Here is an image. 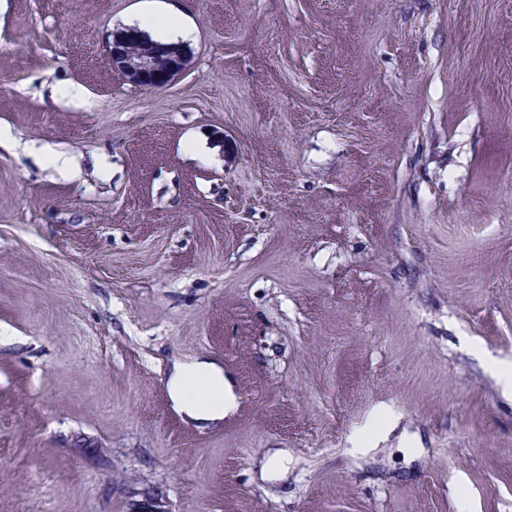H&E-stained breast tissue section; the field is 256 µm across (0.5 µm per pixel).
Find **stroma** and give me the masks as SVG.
<instances>
[{
	"instance_id": "1",
	"label": "stroma",
	"mask_w": 512,
	"mask_h": 512,
	"mask_svg": "<svg viewBox=\"0 0 512 512\" xmlns=\"http://www.w3.org/2000/svg\"><path fill=\"white\" fill-rule=\"evenodd\" d=\"M496 362L512 0H0V512H512ZM120 38V42L116 43V49L123 54L112 49V42H117ZM172 46L173 43L153 40L139 29H128L114 35L113 40L108 42V59L112 68L119 71L131 84L144 87L163 86L173 80L188 65V57L183 46L180 45L175 49L172 60L147 54L167 56L170 54ZM124 54L138 57L127 58ZM159 71L164 72L163 77L151 75L150 79L155 81L150 82L149 75ZM162 78H164L163 81H161ZM193 378L205 379L209 383V401H201L190 391L189 382ZM168 386L179 408L197 420L224 419L236 406V396L224 379V370L214 361L175 363ZM128 512H170L164 495L159 492L144 494L141 499L131 500Z\"/></svg>"
}]
</instances>
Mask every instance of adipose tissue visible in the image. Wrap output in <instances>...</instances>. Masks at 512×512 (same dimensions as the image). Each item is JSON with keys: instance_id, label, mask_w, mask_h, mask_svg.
<instances>
[{"instance_id": "adipose-tissue-1", "label": "adipose tissue", "mask_w": 512, "mask_h": 512, "mask_svg": "<svg viewBox=\"0 0 512 512\" xmlns=\"http://www.w3.org/2000/svg\"><path fill=\"white\" fill-rule=\"evenodd\" d=\"M168 386L179 408L202 421L223 419L236 406L223 369L213 361L175 363Z\"/></svg>"}]
</instances>
